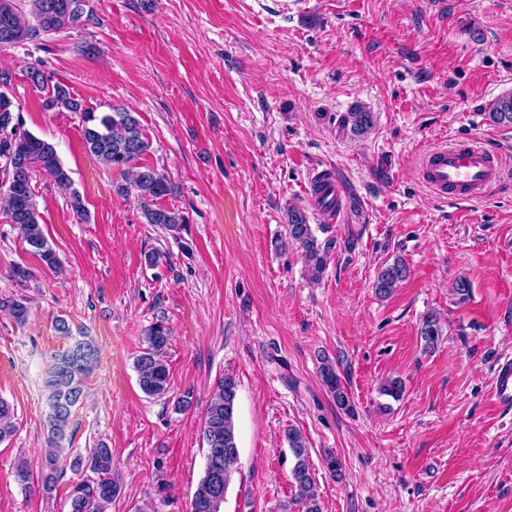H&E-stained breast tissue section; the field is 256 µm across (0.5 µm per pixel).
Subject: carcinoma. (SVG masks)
I'll return each instance as SVG.
<instances>
[{
    "label": "carcinoma",
    "mask_w": 512,
    "mask_h": 512,
    "mask_svg": "<svg viewBox=\"0 0 512 512\" xmlns=\"http://www.w3.org/2000/svg\"><path fill=\"white\" fill-rule=\"evenodd\" d=\"M87 0H0V35L11 36V46L36 45L44 37L64 29H75L90 20L86 14ZM11 75L0 71V173L6 186L10 219H18L22 240L30 252L51 271H61V262L49 245L41 215L34 199L33 176L46 175L65 195L66 204L78 217L86 213L81 193L73 188L68 171L61 164L54 145L23 128L20 109L9 96ZM63 108L80 116L82 138L87 150L107 167L126 170L131 163L141 160L149 150V141L139 119L133 112L120 105L110 106L108 112H98L73 97L63 85L57 84L47 92L44 109ZM495 124L512 125V95L495 101L490 112ZM114 191L121 196H134L139 202L146 222L168 231L182 229L186 218L179 212L157 205V201L173 193L168 179L149 165H140L132 173L131 181L118 183ZM288 241L295 244L313 277L323 273L327 248L321 246L307 216L298 207L288 209L286 224ZM407 267L397 259L383 265L374 281L376 293L389 296L407 277ZM0 308L8 310L15 321L22 323L27 316V306L13 297L0 298ZM425 347L432 348L439 338L438 320L427 316L419 329ZM170 329L163 321L154 323L146 333L145 347L136 357L135 369L138 384L149 397H163L169 392V371L166 349ZM96 349L79 345L62 355L46 381L50 400L62 407L79 402L83 378L91 371ZM338 363L327 356L320 361V377L336 406L345 411L353 410L351 396L342 383ZM238 384L231 375L222 377L213 389L204 413L203 440L206 445L204 476L197 485L189 504V512H223L225 495L239 448L235 428V406ZM70 412L49 419L50 436L42 460V490L50 492L58 478L59 462L64 448ZM15 433L14 408L0 399V442ZM292 455L291 477L295 487V500L302 504L303 512H321L316 485L312 475L309 448L302 433L290 428L286 433ZM72 466L87 468L91 475L72 483L67 501L69 512H107L120 492L118 482L112 477V450L102 445L90 450L88 460L77 457Z\"/></svg>",
    "instance_id": "cac0c4a2"
}]
</instances>
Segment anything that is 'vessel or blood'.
Returning a JSON list of instances; mask_svg holds the SVG:
<instances>
[{"instance_id": "vessel-or-blood-1", "label": "vessel or blood", "mask_w": 512, "mask_h": 512, "mask_svg": "<svg viewBox=\"0 0 512 512\" xmlns=\"http://www.w3.org/2000/svg\"><path fill=\"white\" fill-rule=\"evenodd\" d=\"M421 176L439 196L465 201L478 197L490 185L497 183L500 169L486 148L477 145H444L425 152ZM493 395L501 408L512 409L511 360L499 364Z\"/></svg>"}]
</instances>
